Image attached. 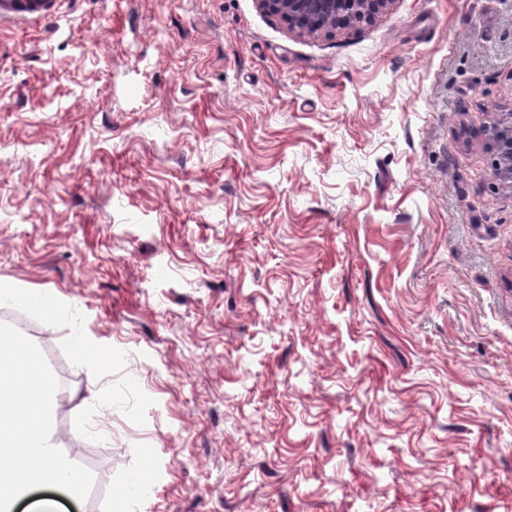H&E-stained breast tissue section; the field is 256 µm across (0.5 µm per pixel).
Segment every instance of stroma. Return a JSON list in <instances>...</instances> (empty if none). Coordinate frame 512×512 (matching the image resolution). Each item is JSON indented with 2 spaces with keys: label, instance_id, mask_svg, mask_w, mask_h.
Masks as SVG:
<instances>
[{
  "label": "stroma",
  "instance_id": "35a3bbf8",
  "mask_svg": "<svg viewBox=\"0 0 512 512\" xmlns=\"http://www.w3.org/2000/svg\"><path fill=\"white\" fill-rule=\"evenodd\" d=\"M95 34L84 45L81 32ZM512 0L332 36L257 0L0 27V345L60 512H512ZM111 351L98 396L70 326ZM152 463L155 496L117 490ZM507 115L490 133V147L496 156L499 176L512 174V113Z\"/></svg>",
  "mask_w": 512,
  "mask_h": 512
}]
</instances>
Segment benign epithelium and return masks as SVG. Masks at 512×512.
Returning a JSON list of instances; mask_svg holds the SVG:
<instances>
[{
    "instance_id": "obj_1",
    "label": "benign epithelium",
    "mask_w": 512,
    "mask_h": 512,
    "mask_svg": "<svg viewBox=\"0 0 512 512\" xmlns=\"http://www.w3.org/2000/svg\"><path fill=\"white\" fill-rule=\"evenodd\" d=\"M266 13L296 34L334 33L355 28L392 6L395 0H259ZM499 175H512V113L490 133Z\"/></svg>"
}]
</instances>
